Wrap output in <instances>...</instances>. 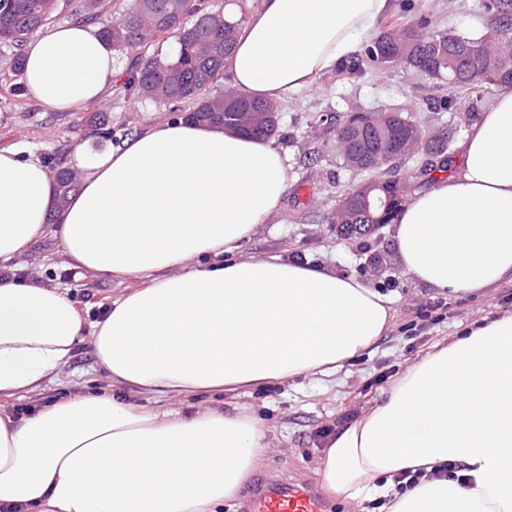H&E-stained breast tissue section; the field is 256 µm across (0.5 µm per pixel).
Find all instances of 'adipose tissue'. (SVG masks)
<instances>
[{
	"label": "adipose tissue",
	"instance_id": "1",
	"mask_svg": "<svg viewBox=\"0 0 512 512\" xmlns=\"http://www.w3.org/2000/svg\"><path fill=\"white\" fill-rule=\"evenodd\" d=\"M390 0H262L240 27L233 86L278 101L369 39ZM119 53L90 25L25 49L26 83L76 112L112 86ZM458 175L418 193L394 229L421 284L471 294L512 280V86L461 145ZM61 211L41 160L0 146V264L53 240L78 272L125 282L94 322L61 290L0 275V400L21 398L90 345L117 393L73 396L23 421L0 413V512H223L269 448L243 410L195 397L330 376L387 331L391 301L361 279L239 255L281 206L283 155L182 120L79 157ZM183 400L178 410L129 401ZM456 463L460 479L398 490L396 474ZM317 475L385 512H512V312L436 343L333 435Z\"/></svg>",
	"mask_w": 512,
	"mask_h": 512
}]
</instances>
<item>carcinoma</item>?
Instances as JSON below:
<instances>
[{
    "label": "carcinoma",
    "instance_id": "carcinoma-1",
    "mask_svg": "<svg viewBox=\"0 0 512 512\" xmlns=\"http://www.w3.org/2000/svg\"><path fill=\"white\" fill-rule=\"evenodd\" d=\"M64 0H0V44L13 49L5 83L11 94L25 90L24 54L21 47L35 30L53 22ZM490 20L469 33L450 27L438 29L428 14L416 21L385 26L374 41L352 57L348 66L357 75L367 69L402 68L418 73L450 90L476 85H512V0H485ZM238 23L210 8L207 0H131L121 16L100 27L122 54L132 56L131 69L122 88L137 99L170 107L181 119L260 139L281 133V105L248 97L227 86L216 90L236 42ZM495 30L500 42L489 44L483 35ZM168 36L175 49L163 52L160 38ZM332 135L331 148L342 165L351 170L348 152L358 155L360 172L379 175L360 183L365 188L379 184L394 201L387 211L368 212L356 206L347 224L360 229L342 232L348 237L366 236L374 224H390L408 202L409 186L399 177L401 164L422 159L419 175L448 171V125L442 133L436 156L424 151L405 153L403 139L424 138L428 131L410 115L388 111L382 117L372 110H358L342 118L319 116ZM85 126L105 142L118 145L126 133L112 127L111 116L91 104L74 122ZM42 161L55 184V205L62 209L78 190L81 173L70 166L67 155L57 150L43 154Z\"/></svg>",
    "mask_w": 512,
    "mask_h": 512
}]
</instances>
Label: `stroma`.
<instances>
[{
  "instance_id": "35a3bbf8",
  "label": "stroma",
  "mask_w": 512,
  "mask_h": 512,
  "mask_svg": "<svg viewBox=\"0 0 512 512\" xmlns=\"http://www.w3.org/2000/svg\"><path fill=\"white\" fill-rule=\"evenodd\" d=\"M483 0H392L389 20L405 21L429 13L442 26L466 31L487 19ZM446 91L403 69H387L364 75L346 73L344 64L321 74L314 84L283 100L282 137L273 147L288 158V190L278 212L258 225L244 242L243 253L258 257L278 256L336 273L355 276L375 290H388L392 318L384 336L358 354L336 374L300 377L276 382L246 394L217 393L202 396V405L227 411L245 409L269 431L271 446L237 500L225 503L224 512H245L256 487L270 479L318 485L315 473L324 452L326 429L343 426L381 400L384 392L410 364L436 343L460 334L494 313L512 312V282L475 294H448L419 284L397 262L394 227L376 230L367 247L358 239L337 234L331 222L336 197L349 186L364 181V174L341 169L327 146L328 137L314 126L322 114L336 116L363 107L414 113L422 125L434 128L456 122L449 175L460 170L459 144L472 126L466 119L469 101H476L477 118H484L497 99L494 86H475L454 110H438ZM112 114L113 125L138 134L176 118L175 113L151 103L138 102L111 87L100 99ZM76 115L45 107L30 94L18 97L0 92V145L15 144L34 155L62 149L68 161L90 153L96 142L88 128H73ZM31 269L41 283L60 287L95 320L102 305L124 289L123 284L92 275H77L52 241L38 243L16 259ZM109 382L95 366L90 346L79 348L56 376L23 399L6 402L9 415L18 409L33 412L65 397L108 388Z\"/></svg>"
}]
</instances>
